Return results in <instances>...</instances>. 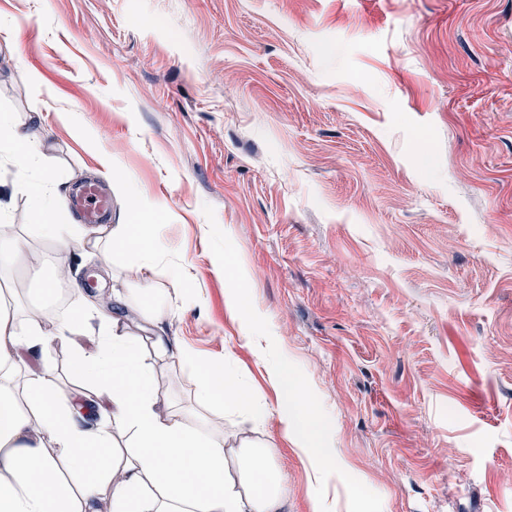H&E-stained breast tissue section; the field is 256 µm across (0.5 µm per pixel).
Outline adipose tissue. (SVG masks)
I'll use <instances>...</instances> for the list:
<instances>
[{
	"mask_svg": "<svg viewBox=\"0 0 512 512\" xmlns=\"http://www.w3.org/2000/svg\"><path fill=\"white\" fill-rule=\"evenodd\" d=\"M0 145L27 179L40 227L57 234L55 190L47 180L28 177L44 157L36 132L0 114ZM154 232L151 224L114 225L104 252L136 256L142 279L152 278ZM112 307V326L95 352L79 351L74 359L76 372L108 404L103 423L88 428L75 421L81 402L62 400L53 370L29 371L21 385L13 383L21 351L68 343L81 311L48 327L39 318L21 321L0 308V512H288L272 446L257 438H230L205 415L220 403L260 428L266 407L258 395L225 363L186 351L183 359L197 372L195 397L202 413L191 423L160 410L154 371L132 330L169 317L166 292L152 291L147 303L118 292ZM268 373L285 437L305 454L316 476L335 473L326 427L309 404L303 380L284 357L269 363Z\"/></svg>",
	"mask_w": 512,
	"mask_h": 512,
	"instance_id": "ef3b65f1",
	"label": "adipose tissue"
}]
</instances>
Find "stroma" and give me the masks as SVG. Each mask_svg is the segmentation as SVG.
I'll return each instance as SVG.
<instances>
[{
    "label": "stroma",
    "instance_id": "35a3bbf8",
    "mask_svg": "<svg viewBox=\"0 0 512 512\" xmlns=\"http://www.w3.org/2000/svg\"><path fill=\"white\" fill-rule=\"evenodd\" d=\"M1 112L41 114L58 192L95 182L112 223L156 224L158 406L197 409L180 349L229 359L268 408L288 512H512V0H0ZM0 218L85 268L70 344L23 365L101 416L73 352L105 326L89 293L140 287L135 261L41 235L6 157ZM0 280L18 319L55 301L31 269ZM236 295L328 429L323 481Z\"/></svg>",
    "mask_w": 512,
    "mask_h": 512
}]
</instances>
